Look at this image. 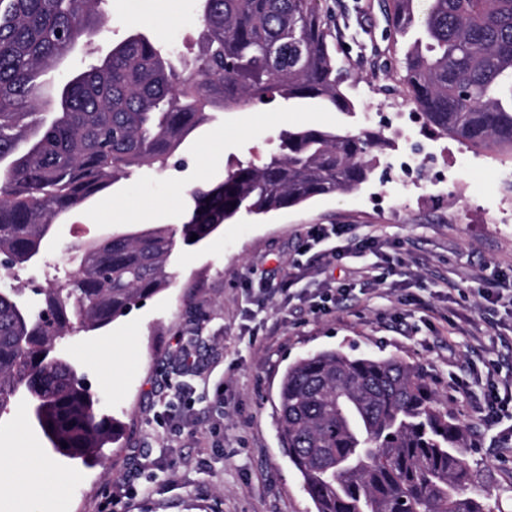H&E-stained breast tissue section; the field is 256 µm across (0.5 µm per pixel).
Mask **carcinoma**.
Segmentation results:
<instances>
[{
  "mask_svg": "<svg viewBox=\"0 0 512 512\" xmlns=\"http://www.w3.org/2000/svg\"><path fill=\"white\" fill-rule=\"evenodd\" d=\"M390 0L393 32L421 30L401 70L425 125L471 147L512 153V0ZM103 0H0V256L39 255L53 224L132 170L165 166L210 109L277 97L352 105L320 0H201L200 46L188 64L135 34L54 85L47 75L101 36ZM373 131L290 128L260 165L191 192L188 220L75 247L78 269L39 310L0 295V415L35 408L59 454L87 465L118 433L74 363L47 349L103 328L170 284L177 241L201 242L239 213L265 215L368 181ZM282 447L315 512H492L468 493L459 449L468 429L426 373L396 356L308 354L278 396Z\"/></svg>",
  "mask_w": 512,
  "mask_h": 512,
  "instance_id": "cac0c4a2",
  "label": "carcinoma"
}]
</instances>
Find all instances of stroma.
Here are the masks:
<instances>
[{
    "instance_id": "stroma-1",
    "label": "stroma",
    "mask_w": 512,
    "mask_h": 512,
    "mask_svg": "<svg viewBox=\"0 0 512 512\" xmlns=\"http://www.w3.org/2000/svg\"><path fill=\"white\" fill-rule=\"evenodd\" d=\"M380 0H322L332 13L331 43L347 114L316 102L215 110L166 167L137 169L55 224L32 264L0 272V290H23L39 307L43 288L75 271L72 249L156 224H181L190 191L216 185L240 162L262 163L288 127L380 130L395 147L380 155L358 190L319 196L266 215L240 214L198 244L177 245L169 287L106 327L65 339L63 352L84 374L118 440L86 465L49 452L16 403L0 417V448L23 442L63 474L79 473L64 503L0 499V512H315L278 436V386L286 367L325 349L399 357L417 364L468 427L461 451L472 488L512 512V316L487 311L481 289L512 285V155L475 150L450 137H425L402 83L411 38L395 36ZM107 36L77 49L53 72L66 80L128 36L142 33L193 58L200 0H106ZM417 154L412 169L401 156ZM317 225L341 227L344 246L365 235L403 259L410 279L388 278L377 291L356 289L357 272L376 258L347 257L324 267L304 243ZM296 273L288 298L266 300V282ZM351 285L328 312L312 305L325 289ZM427 306H419L418 298ZM199 333L197 361L184 372L178 345ZM223 391L224 406L213 405ZM148 493L124 497L126 479Z\"/></svg>"
}]
</instances>
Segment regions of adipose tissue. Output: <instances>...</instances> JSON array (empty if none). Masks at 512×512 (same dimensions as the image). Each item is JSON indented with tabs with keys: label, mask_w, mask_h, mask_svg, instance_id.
Instances as JSON below:
<instances>
[{
	"label": "adipose tissue",
	"mask_w": 512,
	"mask_h": 512,
	"mask_svg": "<svg viewBox=\"0 0 512 512\" xmlns=\"http://www.w3.org/2000/svg\"><path fill=\"white\" fill-rule=\"evenodd\" d=\"M0 464L7 465L14 480L6 492L21 498L41 497L57 501L65 497L67 484L74 482L71 474L57 472L41 456L38 449L19 444L0 453Z\"/></svg>",
	"instance_id": "adipose-tissue-1"
}]
</instances>
